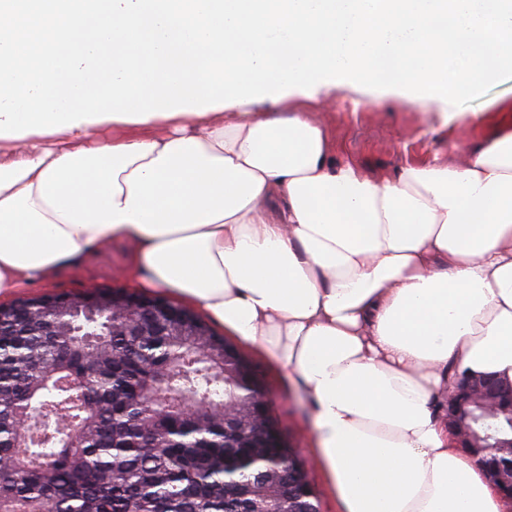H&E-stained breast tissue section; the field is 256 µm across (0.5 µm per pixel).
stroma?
<instances>
[{"instance_id":"stroma-1","label":"stroma","mask_w":512,"mask_h":512,"mask_svg":"<svg viewBox=\"0 0 512 512\" xmlns=\"http://www.w3.org/2000/svg\"><path fill=\"white\" fill-rule=\"evenodd\" d=\"M337 140L373 178L393 177L407 161L447 158L450 146L467 149L512 129V74H501L483 89L465 95L452 106L451 119L434 103H408L378 91L339 87L330 95ZM130 250L113 241L58 271L46 283L23 290L26 298L83 292L94 288H130L126 275ZM250 360L269 397V411L287 443L303 463H311L309 421L290 393L282 372L258 355Z\"/></svg>"}]
</instances>
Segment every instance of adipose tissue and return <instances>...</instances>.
<instances>
[{
  "mask_svg": "<svg viewBox=\"0 0 512 512\" xmlns=\"http://www.w3.org/2000/svg\"><path fill=\"white\" fill-rule=\"evenodd\" d=\"M507 71L512 0H0V300L129 243L285 374L341 512H512L444 412L461 375L512 383V133L376 179L253 108Z\"/></svg>",
  "mask_w": 512,
  "mask_h": 512,
  "instance_id": "obj_1",
  "label": "adipose tissue"
}]
</instances>
